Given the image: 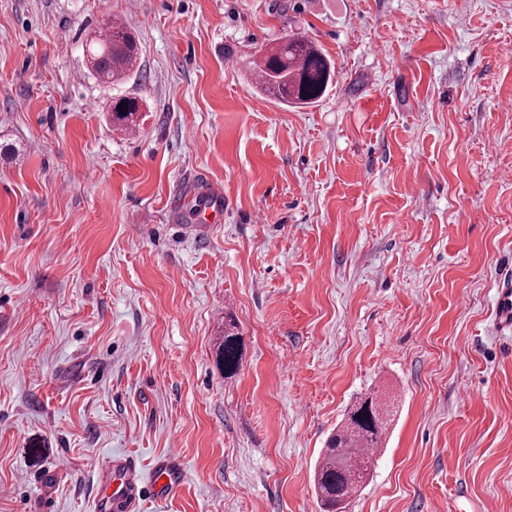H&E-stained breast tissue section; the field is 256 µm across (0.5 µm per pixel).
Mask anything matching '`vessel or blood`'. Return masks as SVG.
Masks as SVG:
<instances>
[{
    "mask_svg": "<svg viewBox=\"0 0 512 512\" xmlns=\"http://www.w3.org/2000/svg\"><path fill=\"white\" fill-rule=\"evenodd\" d=\"M497 324L501 332H512V283L503 282L495 299ZM184 479L179 460L165 457L158 461L150 481H143L136 463L128 458L107 462L100 474L96 512H138L142 495L157 498L173 495Z\"/></svg>",
    "mask_w": 512,
    "mask_h": 512,
    "instance_id": "obj_1",
    "label": "vessel or blood"
}]
</instances>
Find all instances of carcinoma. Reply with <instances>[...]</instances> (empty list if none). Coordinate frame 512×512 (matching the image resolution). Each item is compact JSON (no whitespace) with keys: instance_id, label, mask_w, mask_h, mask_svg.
<instances>
[{"instance_id":"obj_1","label":"carcinoma","mask_w":512,"mask_h":512,"mask_svg":"<svg viewBox=\"0 0 512 512\" xmlns=\"http://www.w3.org/2000/svg\"><path fill=\"white\" fill-rule=\"evenodd\" d=\"M89 53L97 77L114 85L126 80L139 59L135 37L117 23L107 24ZM252 75L265 94L286 106L302 107L317 102L333 85L335 64L310 39L293 35L256 58ZM122 102L127 106L120 111L118 105ZM138 112L136 98H116L112 101L113 126L135 130ZM217 358L225 376H232L239 369L241 339L231 322L224 324ZM388 416V405L372 396L358 400L348 409L314 468L313 484L322 512L346 508L360 491L375 463L370 449L381 447Z\"/></svg>"}]
</instances>
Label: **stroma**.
I'll use <instances>...</instances> for the list:
<instances>
[{
  "mask_svg": "<svg viewBox=\"0 0 512 512\" xmlns=\"http://www.w3.org/2000/svg\"><path fill=\"white\" fill-rule=\"evenodd\" d=\"M116 18L112 86L85 47ZM294 33L336 64L301 108L249 70ZM511 46L512 0H0V512H93L106 457L170 455L141 512H321L368 394L345 512H512ZM94 73L102 81L119 85L137 66L138 43L128 29L117 23H108L99 35V41L90 49ZM126 102L125 111H119L118 105ZM112 124L115 129L124 131L135 130L138 124V112H140L139 101L134 97L121 96L112 101ZM495 309L500 332H512V283L509 280L497 288ZM236 327L230 321L224 323V336H221L217 348V358L224 367V375H234L239 369L241 362V339L235 331ZM388 404L373 396L359 399L327 441L314 468L313 484L323 512L345 509L374 467L375 452L385 434Z\"/></svg>",
  "mask_w": 512,
  "mask_h": 512,
  "instance_id": "obj_1",
  "label": "stroma"
}]
</instances>
